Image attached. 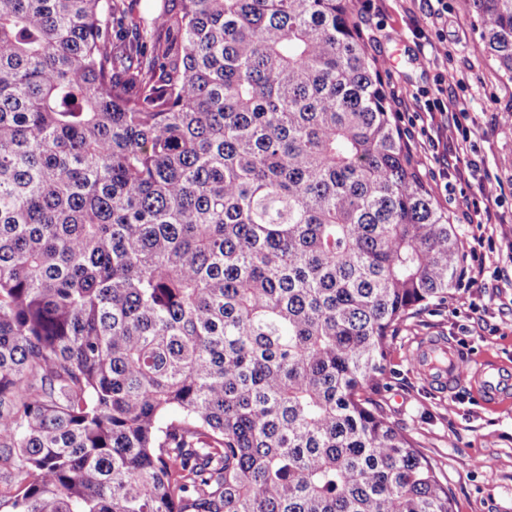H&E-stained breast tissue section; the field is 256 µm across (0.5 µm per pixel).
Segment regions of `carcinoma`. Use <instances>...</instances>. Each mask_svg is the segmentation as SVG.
<instances>
[{
	"label": "carcinoma",
	"mask_w": 512,
	"mask_h": 512,
	"mask_svg": "<svg viewBox=\"0 0 512 512\" xmlns=\"http://www.w3.org/2000/svg\"><path fill=\"white\" fill-rule=\"evenodd\" d=\"M124 2L0 0V512H453L379 396L464 245L351 0Z\"/></svg>",
	"instance_id": "1"
}]
</instances>
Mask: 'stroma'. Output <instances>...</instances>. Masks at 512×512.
<instances>
[{"instance_id":"1","label":"stroma","mask_w":512,"mask_h":512,"mask_svg":"<svg viewBox=\"0 0 512 512\" xmlns=\"http://www.w3.org/2000/svg\"><path fill=\"white\" fill-rule=\"evenodd\" d=\"M352 8L388 92L405 101L395 120L416 150V169L466 248L464 275L447 304L405 322L392 342L390 387L381 401L393 426L417 441L447 485L454 512H512V401L492 407L464 387L437 392L413 365L420 343L437 337L468 356L512 366V243L496 237L495 225L463 222L462 210L477 199L474 180L457 175L455 151L437 163L430 159L433 143L446 138L447 117L420 121L427 110L423 90L451 74L448 95L465 111L477 178L500 186V210L512 218V167L500 163L512 156V83L487 57L469 0H448L444 8L437 0H352ZM422 17L423 39L414 31ZM439 36L448 41L444 59L424 44Z\"/></svg>"}]
</instances>
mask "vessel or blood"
Wrapping results in <instances>:
<instances>
[{
  "mask_svg": "<svg viewBox=\"0 0 512 512\" xmlns=\"http://www.w3.org/2000/svg\"><path fill=\"white\" fill-rule=\"evenodd\" d=\"M414 361L438 389L445 391L467 382L482 402L492 404L512 397V370L485 361L473 364L444 341L425 343L415 353Z\"/></svg>",
  "mask_w": 512,
  "mask_h": 512,
  "instance_id": "b4317fda",
  "label": "vessel or blood"
}]
</instances>
